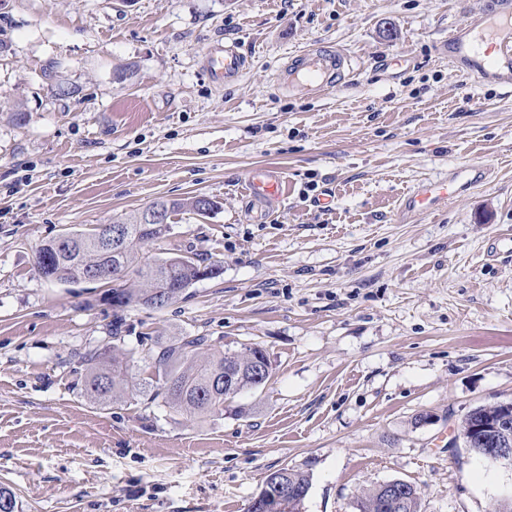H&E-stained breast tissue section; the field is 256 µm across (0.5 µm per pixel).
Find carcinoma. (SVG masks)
I'll use <instances>...</instances> for the list:
<instances>
[{"instance_id":"carcinoma-1","label":"carcinoma","mask_w":512,"mask_h":512,"mask_svg":"<svg viewBox=\"0 0 512 512\" xmlns=\"http://www.w3.org/2000/svg\"><path fill=\"white\" fill-rule=\"evenodd\" d=\"M167 217L192 212L195 198L166 199ZM141 213L121 220L127 225L128 236L118 256L113 259L123 271L120 278H107L112 285L101 301L112 305V346H102L82 356L87 367L85 393L95 403L107 406L126 397L158 399L171 412L205 418L224 414V406L241 394L265 385L255 378L257 359L265 361L266 376H271L273 364L267 352L259 346L211 352L204 336H176L156 344L154 371L145 375L133 371L125 359L121 343L124 311L133 306H147L148 296L158 288H166L170 302L185 297L198 281L204 260L193 265L177 262L178 254L149 261L141 256L142 245L167 236L170 229L142 231ZM72 248L58 250L56 239L46 241L37 252V270L41 277L58 283L78 284L84 267L100 260V252L91 228L70 232ZM274 480H284L293 486L299 502H304L311 488L309 471L281 468L273 472ZM385 490L377 484L361 490L356 500L357 512H392L384 507Z\"/></svg>"}]
</instances>
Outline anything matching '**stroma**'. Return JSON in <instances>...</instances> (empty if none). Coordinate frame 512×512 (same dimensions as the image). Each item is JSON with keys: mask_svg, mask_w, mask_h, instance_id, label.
Instances as JSON below:
<instances>
[{"mask_svg": "<svg viewBox=\"0 0 512 512\" xmlns=\"http://www.w3.org/2000/svg\"><path fill=\"white\" fill-rule=\"evenodd\" d=\"M487 2L0 0V485L19 512H247L284 467L312 474L302 512H356L392 479L420 486L421 512L512 498V465L460 436L469 411L512 401V89L438 52ZM224 42L246 67L217 82L205 54ZM315 45L350 58L346 84L284 89L290 56ZM464 164L486 179L404 210ZM262 169L280 199L252 194ZM197 195L215 213L173 216L143 253L222 272L130 308L124 347L142 368L174 336L258 345L273 374L220 417L99 406L81 355L112 309L99 285L43 279L37 251Z\"/></svg>", "mask_w": 512, "mask_h": 512, "instance_id": "35a3bbf8", "label": "stroma"}]
</instances>
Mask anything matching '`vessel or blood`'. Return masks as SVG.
Wrapping results in <instances>:
<instances>
[{
  "label": "vessel or blood",
  "mask_w": 512,
  "mask_h": 512,
  "mask_svg": "<svg viewBox=\"0 0 512 512\" xmlns=\"http://www.w3.org/2000/svg\"><path fill=\"white\" fill-rule=\"evenodd\" d=\"M440 51L475 81L512 86V0H490L482 16L468 24L450 27ZM206 60L212 78L217 81L239 76L246 65L244 55L233 44L211 46ZM287 72L291 82L308 91L327 93L344 86L350 66L342 51L319 46L292 56ZM484 177V170L476 166L454 169L448 176L420 183L406 207L412 211H434L482 182ZM250 189L258 196L275 197L280 192V181L273 171L260 170L253 175Z\"/></svg>",
  "instance_id": "vessel-or-blood-1"
}]
</instances>
